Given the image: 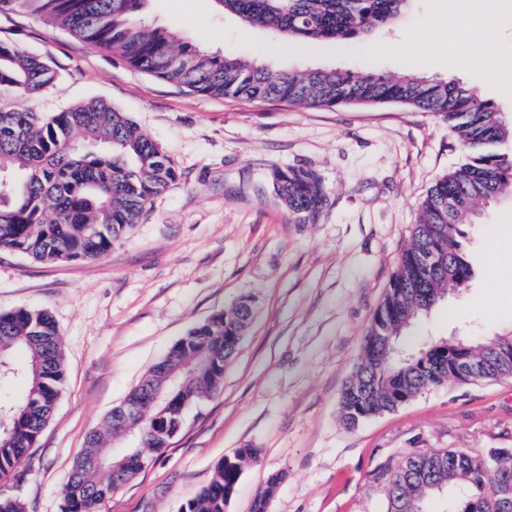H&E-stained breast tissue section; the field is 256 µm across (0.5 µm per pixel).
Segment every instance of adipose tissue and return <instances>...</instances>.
<instances>
[{
  "instance_id": "ef3b65f1",
  "label": "adipose tissue",
  "mask_w": 512,
  "mask_h": 512,
  "mask_svg": "<svg viewBox=\"0 0 512 512\" xmlns=\"http://www.w3.org/2000/svg\"><path fill=\"white\" fill-rule=\"evenodd\" d=\"M500 0H480V8L473 13H449L442 22L448 33V53L462 65L473 60H483L490 72H498L504 68L503 60L482 56L481 51L473 40V32L477 27L490 24L499 12Z\"/></svg>"
}]
</instances>
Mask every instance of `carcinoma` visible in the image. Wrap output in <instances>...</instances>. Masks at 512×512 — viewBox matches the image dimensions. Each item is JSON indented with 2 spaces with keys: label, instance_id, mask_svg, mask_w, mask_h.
Returning a JSON list of instances; mask_svg holds the SVG:
<instances>
[{
  "label": "carcinoma",
  "instance_id": "obj_1",
  "mask_svg": "<svg viewBox=\"0 0 512 512\" xmlns=\"http://www.w3.org/2000/svg\"><path fill=\"white\" fill-rule=\"evenodd\" d=\"M409 0H216L224 12L266 28L277 39L313 44L329 38L365 41L397 23ZM147 0H0L13 11L51 21L90 47L112 53L146 74L194 93L249 102L336 107L395 103L448 122L468 152L422 200L410 241L364 336L339 414L349 428L398 410L423 390L456 384L448 345L485 364L476 382L512 371L493 357L512 346L501 331L479 340L421 337L411 327L472 277L466 241L478 212L512 192V126L489 101L457 80L402 73L313 69L293 72L210 53L177 32L146 21ZM58 79L43 57L0 43V91L30 99ZM178 179L174 163L125 112L91 100L49 118L21 105L0 110V251L42 264L96 260L128 237L152 200ZM272 191L299 224H315L329 203L320 176L302 167L274 168ZM246 317L235 305L193 326L153 365L125 401L163 389L150 419L136 422L114 408L88 434L72 465L63 512H98L115 486L134 479L183 428L190 407L223 383L238 347L224 344ZM66 382L58 327L46 310L0 313V484L15 479L28 459ZM135 427L133 448L100 466L104 444ZM424 448L421 481L404 466L384 467L386 512H500L499 482L512 483V458L496 466L491 448ZM119 475L112 477V465ZM242 470L219 463L211 481L182 512H224Z\"/></svg>",
  "mask_w": 512,
  "mask_h": 512
}]
</instances>
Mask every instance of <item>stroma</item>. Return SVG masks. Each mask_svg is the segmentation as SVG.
<instances>
[{"instance_id":"stroma-1","label":"stroma","mask_w":512,"mask_h":512,"mask_svg":"<svg viewBox=\"0 0 512 512\" xmlns=\"http://www.w3.org/2000/svg\"><path fill=\"white\" fill-rule=\"evenodd\" d=\"M449 0H410L400 22L365 41L312 46L218 12L212 0H148L158 26L210 51L294 71L418 70L455 79L512 123V77L482 61L462 69L436 25ZM473 34L484 54L512 60V0ZM0 42L47 59L59 74L32 107L51 116L101 99L129 115L174 163L130 237L92 262L40 264L0 252V312L47 310L62 339L67 381L32 448L18 496L26 512H62L74 457L149 368L210 315L243 297L256 311L224 382L191 407L182 431L100 512H181L240 448L260 451L227 512H252L283 474L268 512H385L372 474L421 448H512V378L444 384L396 412L346 428L338 413L362 338L406 247L430 186L466 154L447 122L401 104L315 108L251 103L177 88L92 49L47 21L0 13ZM276 166L314 170L330 203L298 224L272 195ZM467 290L436 305L415 336L479 338L512 330V195L492 204L467 245Z\"/></svg>"}]
</instances>
